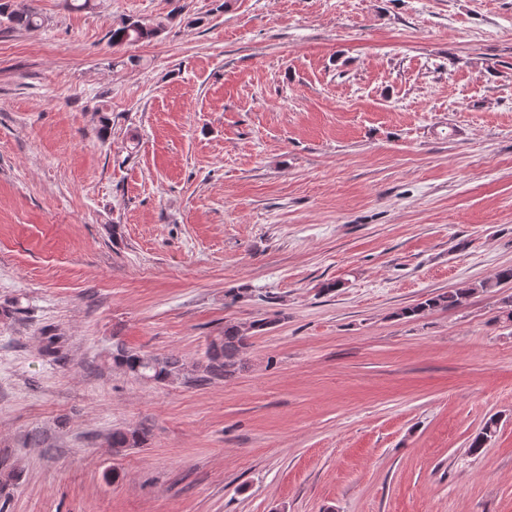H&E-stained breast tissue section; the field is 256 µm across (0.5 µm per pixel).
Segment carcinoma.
Segmentation results:
<instances>
[{
    "mask_svg": "<svg viewBox=\"0 0 512 512\" xmlns=\"http://www.w3.org/2000/svg\"><path fill=\"white\" fill-rule=\"evenodd\" d=\"M0 17L20 28L39 26L41 22L39 13L33 7L22 12L10 10L6 3H0ZM166 29L163 21L145 23L140 20L123 19L112 27L109 42L113 46L129 45L146 42L158 37ZM476 290L469 284H462L448 292H442L427 298L419 305L406 309L400 313L402 317L419 315L425 311L448 310L461 306ZM272 321L267 319L256 320L251 323V331L246 333L242 327L234 322L224 324V332L208 344L203 362L189 363L180 357L161 354L148 357L145 354L130 350L123 345L116 346L113 360L134 377L154 383H165L172 376L190 375L198 381L228 378L235 375L244 367L243 352L248 345V339L260 334L270 326ZM498 419L488 418L479 432L471 439L469 451L471 454L479 453L482 448L495 436ZM145 429L133 427L118 430L112 433V447L133 448L143 444Z\"/></svg>",
    "mask_w": 512,
    "mask_h": 512,
    "instance_id": "1",
    "label": "carcinoma"
}]
</instances>
